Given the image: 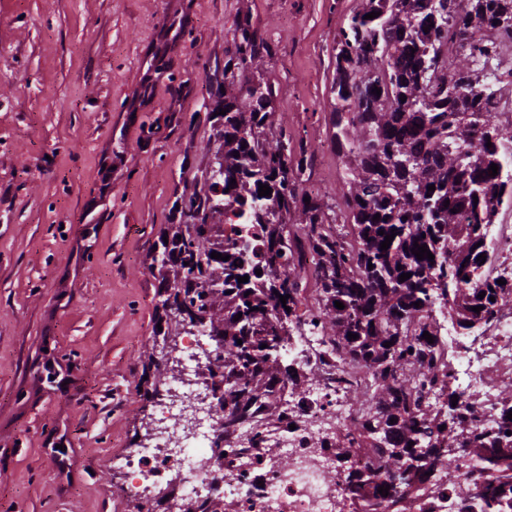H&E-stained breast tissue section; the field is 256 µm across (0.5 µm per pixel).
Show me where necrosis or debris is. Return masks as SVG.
Segmentation results:
<instances>
[{
    "mask_svg": "<svg viewBox=\"0 0 512 512\" xmlns=\"http://www.w3.org/2000/svg\"><path fill=\"white\" fill-rule=\"evenodd\" d=\"M488 343L467 366L452 364L451 374L476 415L492 419L501 379H512V317L487 328ZM210 347L204 333L194 332L182 348L183 380L175 381L177 400L163 405L158 432L138 457L116 459L127 479L122 488L130 512H156L149 489L179 479L181 490L166 502V512H197L201 499L224 502L225 512H353L344 473L336 465V430L354 415L345 398L360 385L358 370L337 369L324 355L318 337H310L294 352L299 367L318 369L322 378L307 391L282 399L283 423L268 427L262 415L225 428L218 406L208 399L212 376L204 375L203 357ZM222 440L223 465L208 452ZM258 450H251L252 441ZM487 480L471 457L438 466L430 489L416 497L410 512H462L454 489L469 483L481 491Z\"/></svg>",
    "mask_w": 512,
    "mask_h": 512,
    "instance_id": "obj_1",
    "label": "necrosis or debris"
}]
</instances>
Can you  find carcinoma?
I'll use <instances>...</instances> for the list:
<instances>
[{"instance_id": "carcinoma-1", "label": "carcinoma", "mask_w": 512, "mask_h": 512, "mask_svg": "<svg viewBox=\"0 0 512 512\" xmlns=\"http://www.w3.org/2000/svg\"><path fill=\"white\" fill-rule=\"evenodd\" d=\"M371 12L379 16L366 18ZM509 12L512 0H359L336 39L331 85L351 240L333 228L324 201H304L312 153L303 146L293 152L288 137L274 131L272 85L252 77L270 54L268 45L247 21L230 27L228 112L218 149L224 178L211 182V195L181 200L177 212L244 209L262 227V274L230 236L221 251L229 260L211 258V225L178 227L162 244L161 261L179 269L170 311L224 343L213 357L224 376L226 428L259 412L268 424L281 421L284 391L299 386L291 374L279 375L291 339L288 322L322 337L340 366L363 373L365 388L347 391L360 414L336 439V458H367L345 473L355 502L387 486L394 512H407V503L431 484L427 473L463 453L476 457L489 477L480 512L512 509V380L500 386L498 422L481 425L452 405L460 392L435 349L438 311L462 336L512 311V281L497 283L485 244L499 209L512 207V155L503 152L512 144V125L498 118L501 91L512 85V69L498 63L500 46L512 43V17L504 23L498 17ZM375 87L381 95L372 93ZM261 183L271 195L258 196ZM216 196L224 201L219 210L211 204ZM292 213L299 224L288 229ZM392 233L389 248L380 249ZM416 243L427 245L434 259H417ZM307 254L317 259L320 288L315 305L299 314ZM403 273L411 277L402 282ZM245 275L249 280L238 282ZM286 294L283 304L279 296ZM475 306L483 310L472 311ZM425 332L433 342L422 338ZM143 375L144 396L157 395L159 363L151 361ZM434 389L443 398L439 407L426 400Z\"/></svg>"}]
</instances>
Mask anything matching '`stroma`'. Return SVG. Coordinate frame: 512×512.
I'll return each mask as SVG.
<instances>
[{
    "mask_svg": "<svg viewBox=\"0 0 512 512\" xmlns=\"http://www.w3.org/2000/svg\"><path fill=\"white\" fill-rule=\"evenodd\" d=\"M357 0H0V504L128 512L137 456L188 334L162 302L160 239L208 191L233 21L271 53L277 129L314 153L305 185L341 206L329 124L337 33Z\"/></svg>",
    "mask_w": 512,
    "mask_h": 512,
    "instance_id": "35a3bbf8",
    "label": "stroma"
}]
</instances>
